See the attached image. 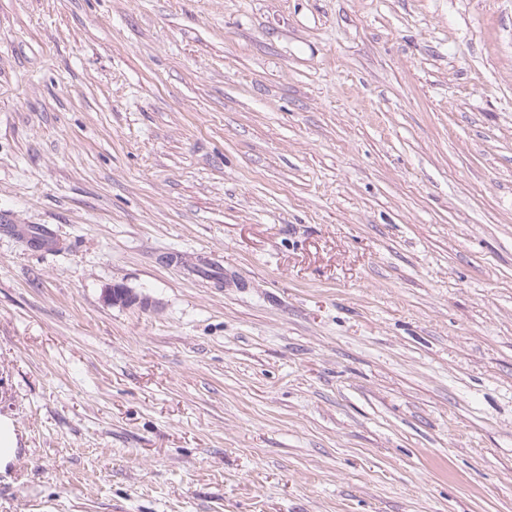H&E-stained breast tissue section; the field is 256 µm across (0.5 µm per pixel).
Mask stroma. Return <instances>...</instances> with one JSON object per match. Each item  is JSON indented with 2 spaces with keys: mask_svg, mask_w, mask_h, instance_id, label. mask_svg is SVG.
Masks as SVG:
<instances>
[{
  "mask_svg": "<svg viewBox=\"0 0 512 512\" xmlns=\"http://www.w3.org/2000/svg\"><path fill=\"white\" fill-rule=\"evenodd\" d=\"M0 415V512H512V0H0ZM19 446L20 441L13 420L0 415V472L17 461Z\"/></svg>",
  "mask_w": 512,
  "mask_h": 512,
  "instance_id": "1",
  "label": "stroma"
}]
</instances>
